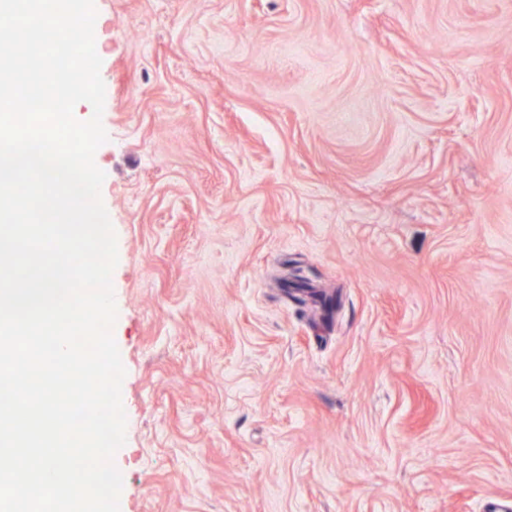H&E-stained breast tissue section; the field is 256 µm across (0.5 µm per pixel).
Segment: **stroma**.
Listing matches in <instances>:
<instances>
[{"mask_svg":"<svg viewBox=\"0 0 512 512\" xmlns=\"http://www.w3.org/2000/svg\"><path fill=\"white\" fill-rule=\"evenodd\" d=\"M120 512L512 510V0H94Z\"/></svg>","mask_w":512,"mask_h":512,"instance_id":"stroma-1","label":"stroma"}]
</instances>
